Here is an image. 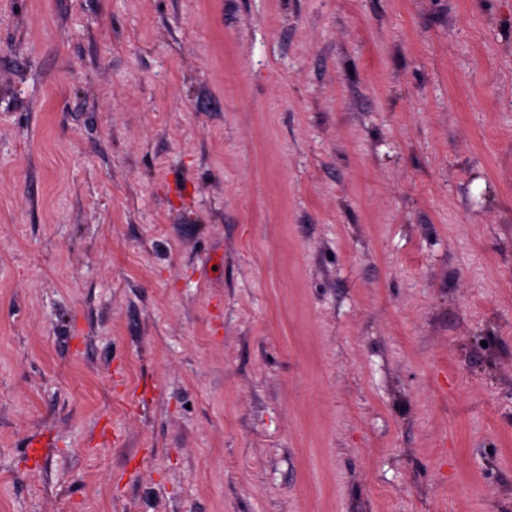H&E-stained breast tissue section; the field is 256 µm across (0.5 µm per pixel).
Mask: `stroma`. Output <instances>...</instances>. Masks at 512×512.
I'll use <instances>...</instances> for the list:
<instances>
[{
	"label": "stroma",
	"instance_id": "35a3bbf8",
	"mask_svg": "<svg viewBox=\"0 0 512 512\" xmlns=\"http://www.w3.org/2000/svg\"><path fill=\"white\" fill-rule=\"evenodd\" d=\"M0 512H512V0H0Z\"/></svg>",
	"mask_w": 512,
	"mask_h": 512
}]
</instances>
